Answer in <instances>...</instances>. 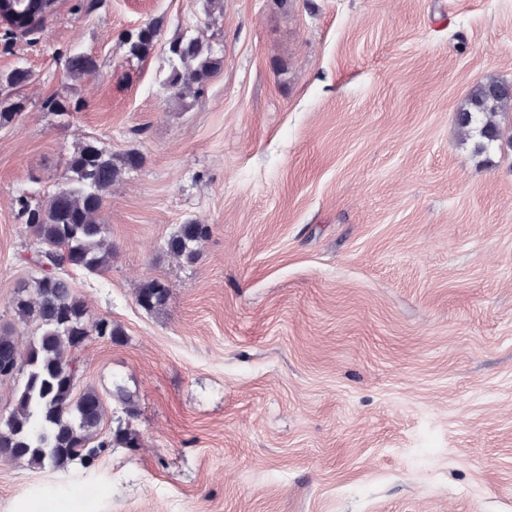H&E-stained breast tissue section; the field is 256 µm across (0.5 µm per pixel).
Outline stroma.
Instances as JSON below:
<instances>
[{"label":"stroma","instance_id":"1","mask_svg":"<svg viewBox=\"0 0 512 512\" xmlns=\"http://www.w3.org/2000/svg\"><path fill=\"white\" fill-rule=\"evenodd\" d=\"M162 22L151 55L123 34ZM223 66L170 96L168 43ZM95 56L74 82L65 59ZM0 127V332L41 244L19 189L53 195L74 148L144 157L99 218L108 270L64 274L121 341L73 350L108 434L140 445L67 470L0 461V512H512V146L478 154L455 115L512 81V0H58ZM69 95L70 115L45 111ZM200 258L166 255L186 222ZM170 288L149 312L138 285ZM123 386L128 417L112 391Z\"/></svg>","mask_w":512,"mask_h":512}]
</instances>
